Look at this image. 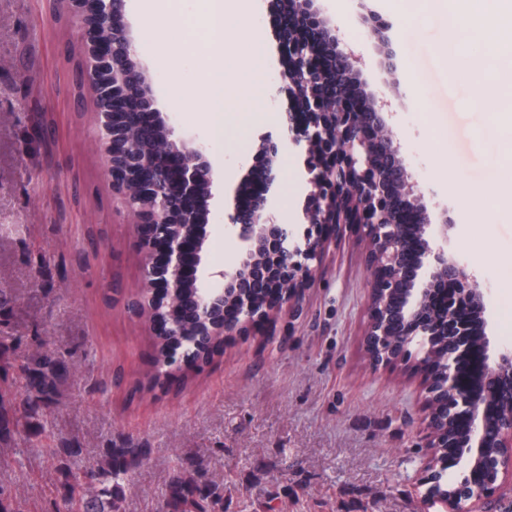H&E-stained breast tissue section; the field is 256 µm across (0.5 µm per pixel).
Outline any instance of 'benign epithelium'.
<instances>
[{"instance_id":"benign-epithelium-1","label":"benign epithelium","mask_w":512,"mask_h":512,"mask_svg":"<svg viewBox=\"0 0 512 512\" xmlns=\"http://www.w3.org/2000/svg\"><path fill=\"white\" fill-rule=\"evenodd\" d=\"M77 21L84 41L83 79L96 98L97 142L106 174L134 223L142 228L138 294L153 308L155 333L182 335L196 324L202 335L228 336L239 325L288 306L302 311V292L317 272L326 246L314 229L349 225L369 244L374 284L364 332L374 365L409 364L423 371L428 393L424 499L446 512H489L492 494L512 486V347L496 346L487 333L488 289L448 253V218L431 221L424 192L412 179L385 120L386 102L361 86V58L341 47L339 29L317 0H289L282 19L288 67L281 75L291 108L282 135L260 136L262 190L244 179L222 230L239 245L222 269L206 259L211 201L221 178L207 147L176 133L160 112L150 78L124 20L125 0H94L96 22L86 21L88 0H58ZM383 64L395 67L389 27L372 18ZM154 115L151 123L141 115ZM302 156L300 223L280 221L276 207L278 162L286 146ZM193 257L195 275L185 276ZM455 297L432 305L439 286ZM470 312L460 316L459 305ZM481 355L478 392L458 380L464 354ZM455 452L458 481L443 482L437 449Z\"/></svg>"}]
</instances>
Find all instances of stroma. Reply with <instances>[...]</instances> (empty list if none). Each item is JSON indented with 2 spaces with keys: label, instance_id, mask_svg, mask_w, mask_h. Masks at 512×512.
<instances>
[{
  "label": "stroma",
  "instance_id": "obj_1",
  "mask_svg": "<svg viewBox=\"0 0 512 512\" xmlns=\"http://www.w3.org/2000/svg\"><path fill=\"white\" fill-rule=\"evenodd\" d=\"M127 0L125 18L139 46L160 111L180 135L204 142L224 175L211 224L224 221L238 183L255 168L258 138L279 135L287 94L278 48V0H258L245 24L270 52L253 90L224 114L216 141L204 113L179 91L202 79L210 49L189 39L174 64L154 49L171 23L205 19V0H171L167 17H141ZM342 39L363 58L366 91L391 102L390 126L427 200L446 207L448 248L479 270L489 290L495 344L512 346V282L501 264L512 256V214L496 223L472 206L491 193L489 173L512 156L497 137L495 112L464 76L470 53L499 59L469 38L455 6L431 0H319ZM391 24L397 69L387 72L363 18ZM80 30L56 0H0V286L12 308L0 336L19 337L11 357L32 351L31 335L78 354L60 401L48 412L55 432L74 437L76 473L106 446L149 451L129 475L124 512H161L178 457L193 455L224 485V512H440L419 487L426 451L427 392L405 366L375 367L363 346L373 268L365 240L343 229L303 296V313L245 324L207 361L152 384L150 324L127 305L139 280L134 219L105 173L95 139L94 94L81 84ZM301 156L284 148L276 189L280 216L296 223ZM36 428L14 432L0 451V483L15 484L25 512L56 497L57 462Z\"/></svg>",
  "mask_w": 512,
  "mask_h": 512
}]
</instances>
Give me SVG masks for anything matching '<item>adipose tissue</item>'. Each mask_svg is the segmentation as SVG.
I'll list each match as a JSON object with an SVG mask.
<instances>
[{"instance_id":"ef3b65f1","label":"adipose tissue","mask_w":512,"mask_h":512,"mask_svg":"<svg viewBox=\"0 0 512 512\" xmlns=\"http://www.w3.org/2000/svg\"><path fill=\"white\" fill-rule=\"evenodd\" d=\"M474 29L495 49L512 57V0H458ZM208 39L214 53L194 90L214 133L224 132V113L233 94L252 85L255 63L267 48L261 37L243 38L241 22L254 11V0H207Z\"/></svg>"}]
</instances>
